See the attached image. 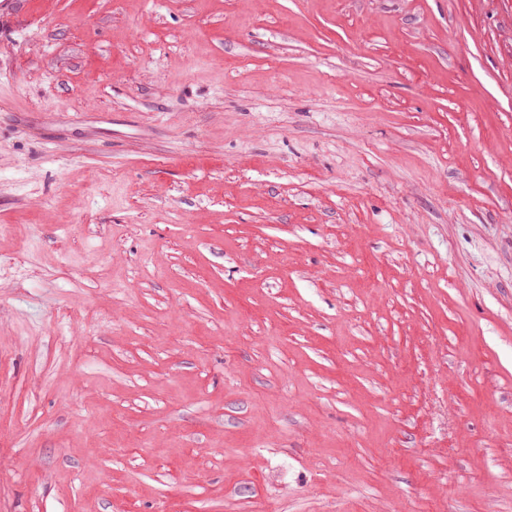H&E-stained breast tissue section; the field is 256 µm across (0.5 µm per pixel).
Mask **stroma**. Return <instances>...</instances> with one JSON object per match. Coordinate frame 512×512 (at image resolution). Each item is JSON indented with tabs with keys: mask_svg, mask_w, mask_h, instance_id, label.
I'll return each instance as SVG.
<instances>
[{
	"mask_svg": "<svg viewBox=\"0 0 512 512\" xmlns=\"http://www.w3.org/2000/svg\"><path fill=\"white\" fill-rule=\"evenodd\" d=\"M512 512V0L0 8V512Z\"/></svg>",
	"mask_w": 512,
	"mask_h": 512,
	"instance_id": "stroma-1",
	"label": "stroma"
}]
</instances>
